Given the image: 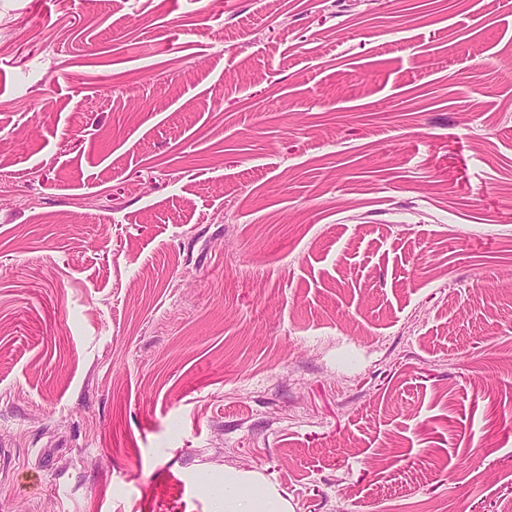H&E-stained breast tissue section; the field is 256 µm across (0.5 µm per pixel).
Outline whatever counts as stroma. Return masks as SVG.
Wrapping results in <instances>:
<instances>
[{"instance_id":"obj_1","label":"stroma","mask_w":512,"mask_h":512,"mask_svg":"<svg viewBox=\"0 0 512 512\" xmlns=\"http://www.w3.org/2000/svg\"><path fill=\"white\" fill-rule=\"evenodd\" d=\"M10 512L512 503V0H0ZM217 512H288V502L258 473L224 471V490L214 492Z\"/></svg>"}]
</instances>
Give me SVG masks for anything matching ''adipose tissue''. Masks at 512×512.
I'll list each match as a JSON object with an SVG mask.
<instances>
[{
  "mask_svg": "<svg viewBox=\"0 0 512 512\" xmlns=\"http://www.w3.org/2000/svg\"><path fill=\"white\" fill-rule=\"evenodd\" d=\"M215 500L217 512H288L287 501L257 473L225 471L224 488Z\"/></svg>",
  "mask_w": 512,
  "mask_h": 512,
  "instance_id": "1",
  "label": "adipose tissue"
}]
</instances>
